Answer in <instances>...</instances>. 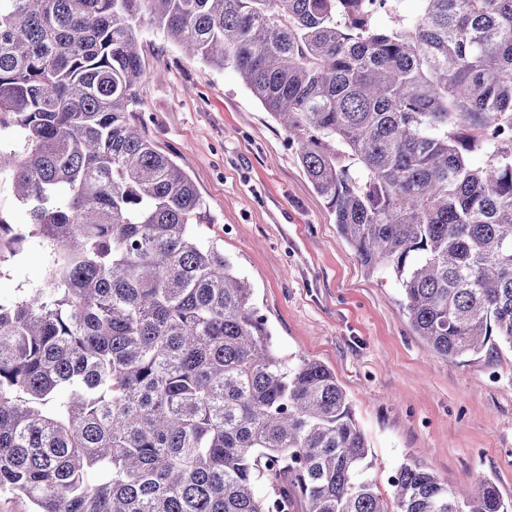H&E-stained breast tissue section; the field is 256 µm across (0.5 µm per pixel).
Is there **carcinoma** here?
<instances>
[{
	"label": "carcinoma",
	"mask_w": 512,
	"mask_h": 512,
	"mask_svg": "<svg viewBox=\"0 0 512 512\" xmlns=\"http://www.w3.org/2000/svg\"><path fill=\"white\" fill-rule=\"evenodd\" d=\"M0 0V496L34 512H508L416 463L367 474L336 374L289 364L197 226L186 172L128 121L137 24L233 69L288 132L370 275L463 360L512 349V0ZM392 15L379 25L380 13ZM0 208L10 214L13 224H27L29 222L26 209L19 205L13 197L9 181H3L0 184ZM45 262L41 251H26L21 262L10 271L9 276L0 278V295H11L17 288L39 286L44 278Z\"/></svg>",
	"instance_id": "1"
}]
</instances>
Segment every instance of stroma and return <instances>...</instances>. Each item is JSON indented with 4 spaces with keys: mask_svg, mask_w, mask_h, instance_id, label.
<instances>
[{
    "mask_svg": "<svg viewBox=\"0 0 512 512\" xmlns=\"http://www.w3.org/2000/svg\"><path fill=\"white\" fill-rule=\"evenodd\" d=\"M145 76L132 125L190 176L206 204L204 239L253 289L281 355L322 362L350 399L382 494L402 463L459 488L488 478L512 503V350L451 361L416 336L393 279L371 276L337 232L288 134L232 69L186 56L138 27ZM26 251L0 295L39 286Z\"/></svg>",
    "mask_w": 512,
    "mask_h": 512,
    "instance_id": "1",
    "label": "stroma"
}]
</instances>
